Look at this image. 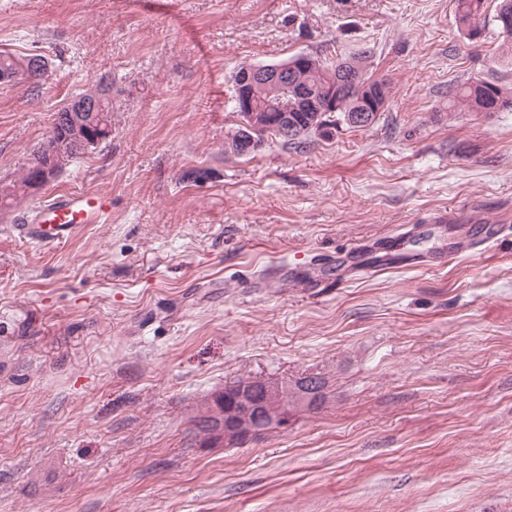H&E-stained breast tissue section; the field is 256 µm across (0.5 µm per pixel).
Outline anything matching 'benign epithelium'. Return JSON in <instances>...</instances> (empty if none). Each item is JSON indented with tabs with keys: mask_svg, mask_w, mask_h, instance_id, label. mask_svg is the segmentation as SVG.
Instances as JSON below:
<instances>
[{
	"mask_svg": "<svg viewBox=\"0 0 512 512\" xmlns=\"http://www.w3.org/2000/svg\"><path fill=\"white\" fill-rule=\"evenodd\" d=\"M293 73L292 65L279 64L254 66L242 74V83L252 91L236 98L239 128L236 144L245 151L259 149L264 139L258 137L260 128H269L272 118L260 113L254 106V90L263 86L288 84ZM112 104V84L102 81L79 99L71 101L67 109L56 116L52 133L67 124L75 128H94L103 125V112ZM34 177L27 192L34 194L49 181L52 172L43 166L33 167ZM294 402L288 404V386L273 380H249L241 385L226 386L223 395L224 416L205 418L209 439L226 445L243 444L257 435L284 431L292 423L294 413L313 410L322 402V391L314 389L311 382L293 386Z\"/></svg>",
	"mask_w": 512,
	"mask_h": 512,
	"instance_id": "benign-epithelium-1",
	"label": "benign epithelium"
}]
</instances>
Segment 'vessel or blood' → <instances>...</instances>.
Returning <instances> with one entry per match:
<instances>
[{"mask_svg": "<svg viewBox=\"0 0 512 512\" xmlns=\"http://www.w3.org/2000/svg\"><path fill=\"white\" fill-rule=\"evenodd\" d=\"M110 200L100 193H66L36 206L17 230L22 238L50 249L70 240L86 224L103 223Z\"/></svg>", "mask_w": 512, "mask_h": 512, "instance_id": "obj_1", "label": "vessel or blood"}]
</instances>
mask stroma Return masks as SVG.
I'll return each mask as SVG.
<instances>
[{"label": "stroma", "mask_w": 512, "mask_h": 512, "mask_svg": "<svg viewBox=\"0 0 512 512\" xmlns=\"http://www.w3.org/2000/svg\"><path fill=\"white\" fill-rule=\"evenodd\" d=\"M455 0H0V180L54 112L112 80V135L0 214V512H512V111L448 113V88L512 92V58ZM392 96L364 129L238 156L230 76L298 52ZM111 198L47 250L14 224L53 195ZM416 226L441 269H336ZM326 381L288 430L209 443L194 424L239 380ZM456 19L460 30L469 39L473 38V29L485 30L484 21L486 18L487 0H456ZM484 21L481 22V18ZM483 24V29L481 27ZM29 56H31V55H20V54H16V53H13L8 50H0V70L4 69V68L7 69L4 71H0V82L1 83L13 82L15 80V75L11 71H14V72L18 73L19 77L17 79L23 80L27 83L34 85V86H39L41 80L46 76L48 69H46L43 72V74L41 75V77L38 81H35V82L28 81L26 76L29 78H32L38 72L37 69L41 65L44 64L43 59H33L32 62L25 64V66H24V71L26 74V76H25L24 73L20 72L19 66H20L21 61L26 59Z\"/></svg>", "instance_id": "1"}]
</instances>
